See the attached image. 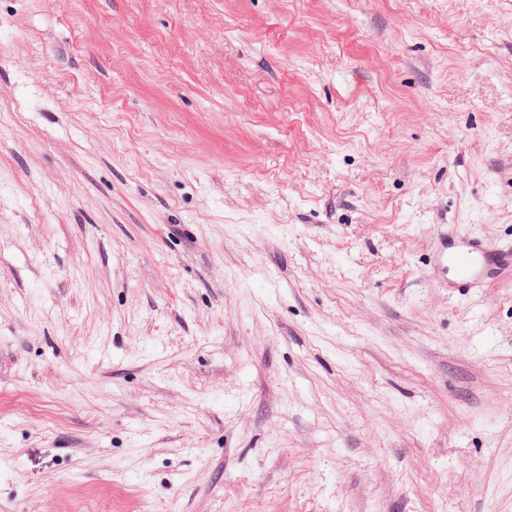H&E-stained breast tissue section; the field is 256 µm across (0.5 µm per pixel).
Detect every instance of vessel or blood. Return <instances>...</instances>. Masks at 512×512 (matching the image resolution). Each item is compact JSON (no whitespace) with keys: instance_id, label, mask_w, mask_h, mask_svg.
<instances>
[{"instance_id":"1","label":"vessel or blood","mask_w":512,"mask_h":512,"mask_svg":"<svg viewBox=\"0 0 512 512\" xmlns=\"http://www.w3.org/2000/svg\"><path fill=\"white\" fill-rule=\"evenodd\" d=\"M437 260L448 268V286L460 295L487 283L512 280V243L500 245L443 227Z\"/></svg>"}]
</instances>
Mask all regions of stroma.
Instances as JSON below:
<instances>
[{
    "label": "stroma",
    "mask_w": 512,
    "mask_h": 512,
    "mask_svg": "<svg viewBox=\"0 0 512 512\" xmlns=\"http://www.w3.org/2000/svg\"><path fill=\"white\" fill-rule=\"evenodd\" d=\"M512 0H0V512H512ZM442 226L437 260L448 268V288L464 296L486 283L512 282V242L500 245L465 234L455 224Z\"/></svg>",
    "instance_id": "35a3bbf8"
}]
</instances>
